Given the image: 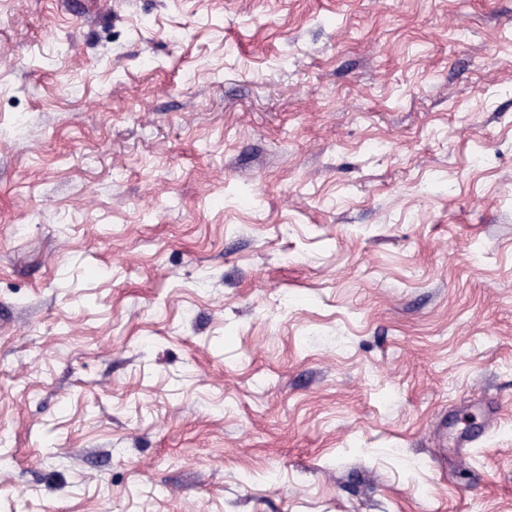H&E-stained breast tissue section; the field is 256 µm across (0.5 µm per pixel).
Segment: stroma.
<instances>
[{
    "label": "stroma",
    "mask_w": 512,
    "mask_h": 512,
    "mask_svg": "<svg viewBox=\"0 0 512 512\" xmlns=\"http://www.w3.org/2000/svg\"><path fill=\"white\" fill-rule=\"evenodd\" d=\"M0 512H512V0H0Z\"/></svg>",
    "instance_id": "1"
}]
</instances>
